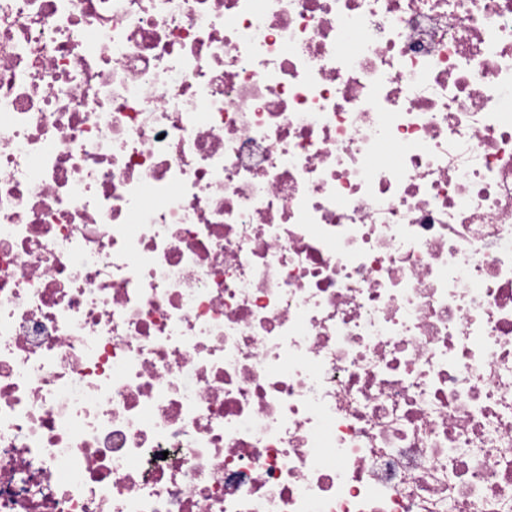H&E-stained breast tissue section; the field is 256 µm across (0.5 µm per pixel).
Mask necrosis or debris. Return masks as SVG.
Segmentation results:
<instances>
[{
	"instance_id": "necrosis-or-debris-1",
	"label": "necrosis or debris",
	"mask_w": 512,
	"mask_h": 512,
	"mask_svg": "<svg viewBox=\"0 0 512 512\" xmlns=\"http://www.w3.org/2000/svg\"><path fill=\"white\" fill-rule=\"evenodd\" d=\"M0 512H512V0H0Z\"/></svg>"
}]
</instances>
